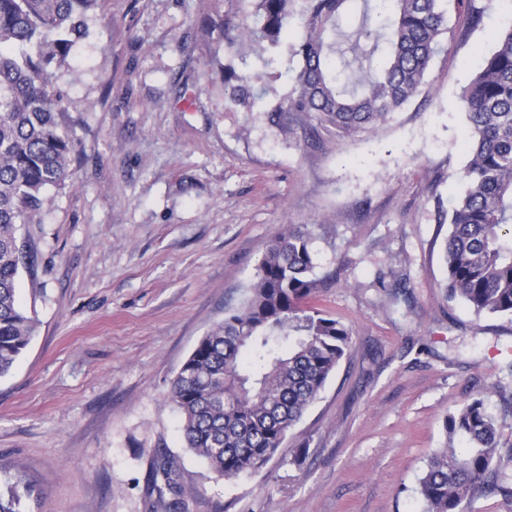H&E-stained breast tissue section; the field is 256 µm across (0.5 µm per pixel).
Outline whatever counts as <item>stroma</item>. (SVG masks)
Here are the masks:
<instances>
[{
    "mask_svg": "<svg viewBox=\"0 0 512 512\" xmlns=\"http://www.w3.org/2000/svg\"><path fill=\"white\" fill-rule=\"evenodd\" d=\"M470 28L449 6L420 93L375 132L288 130L283 52L224 50L227 0H99L57 85L77 153L67 188L23 233L18 283L36 332L0 378V481L28 512H169L156 450L177 460L186 512H423L417 488L449 411L483 397L512 471V319L448 301V211L466 185L457 95L494 46L497 0ZM267 95L228 106L218 63ZM314 225L319 305L352 330L347 356L261 471L227 481L185 448L169 400L195 345L243 299L268 241ZM405 289L408 304L387 293ZM305 454H298L299 444Z\"/></svg>",
    "mask_w": 512,
    "mask_h": 512,
    "instance_id": "1",
    "label": "stroma"
}]
</instances>
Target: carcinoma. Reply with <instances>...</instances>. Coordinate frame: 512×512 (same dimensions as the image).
I'll use <instances>...</instances> for the list:
<instances>
[{
    "label": "carcinoma",
    "mask_w": 512,
    "mask_h": 512,
    "mask_svg": "<svg viewBox=\"0 0 512 512\" xmlns=\"http://www.w3.org/2000/svg\"><path fill=\"white\" fill-rule=\"evenodd\" d=\"M98 0H0V378L27 348L35 319L17 301L33 252L23 227L65 188L75 138L64 122L58 71L88 31ZM224 48L287 45L292 92L268 108L344 136L375 130L420 92L448 32L443 0H229ZM225 99L248 106L267 90L225 65ZM469 128L467 189L448 210V300L476 315L512 318V21L458 94ZM312 224H288L268 244L240 306L196 344L171 382L186 447L226 480L262 469L347 355L351 329L309 305L325 286L314 273ZM500 420L485 399L448 413L446 446L427 460L424 512H467L477 494L512 503ZM464 449L459 451L456 444ZM155 473L179 494L174 459ZM21 480L0 490V512H25Z\"/></svg>",
    "instance_id": "1"
}]
</instances>
